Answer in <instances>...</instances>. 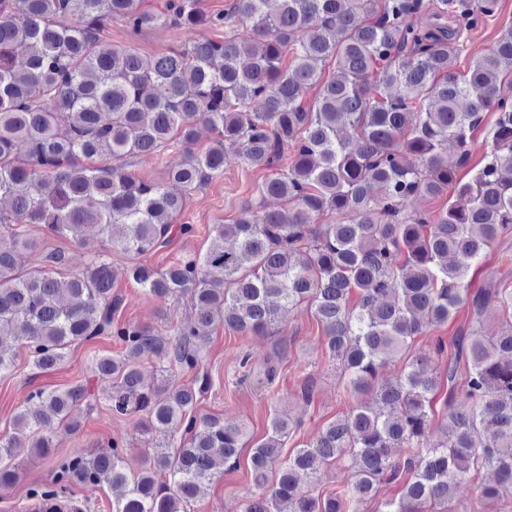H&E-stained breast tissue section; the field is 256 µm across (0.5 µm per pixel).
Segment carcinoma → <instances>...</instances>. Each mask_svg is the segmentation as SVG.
I'll use <instances>...</instances> for the list:
<instances>
[{
    "label": "carcinoma",
    "instance_id": "carcinoma-1",
    "mask_svg": "<svg viewBox=\"0 0 512 512\" xmlns=\"http://www.w3.org/2000/svg\"><path fill=\"white\" fill-rule=\"evenodd\" d=\"M197 2L168 0L166 14L155 15L140 0H0V199L10 203V214H0L8 233L0 240V335L27 345L42 371L61 365L74 344L115 337L121 354L94 361L101 399L114 417L142 415L141 434L156 447L136 475L117 438L110 454L62 458L57 489L35 487L30 497L109 486L122 490L112 512H187L245 450L259 490L245 512H357L385 481L401 492L378 512H424L480 467L495 474L485 496L512 489V290L497 287L494 270L485 288L466 280L512 233V178L502 175L512 169V26L466 71L457 68L459 36L495 16L500 0H233L209 16ZM110 16L133 36L164 23L209 24L224 29V40L146 65L132 48L102 38ZM331 59L336 73L324 81ZM315 86L308 108L304 96ZM255 100L259 111L250 109ZM486 112L496 114L493 149L463 182L457 171ZM198 122L217 137L196 151ZM172 141L186 152L168 171L181 192L127 170L128 159ZM231 155L253 169L287 164L237 219L216 225L204 253L164 269L139 262L126 270L146 294L190 298L193 318L174 328L173 340L114 318L120 299L106 258L66 275L25 265L39 247L34 226L136 257L158 251L192 192L222 174ZM103 158L111 164H95ZM446 192L439 215L414 208ZM267 197L281 206L265 207ZM321 217L326 222L316 223ZM302 302L322 323L346 389L370 401L284 462L295 428L287 417L274 413L252 442L242 425L191 413L210 389L207 375L182 386L144 381L151 358L163 373L198 372L215 318L264 335L281 310ZM494 302L506 329L488 334L483 316ZM462 308L470 320L450 345L439 404L427 358L409 350ZM15 358L0 338V374ZM394 359L403 360L400 375L379 381ZM277 364L266 359L253 372L256 384H272ZM92 399L85 384L31 393L14 435L0 443V488L16 478L5 463L11 449L48 454L58 429L79 430L74 410ZM400 448L411 452L401 458ZM344 462L352 479L335 493L301 486L302 477Z\"/></svg>",
    "mask_w": 512,
    "mask_h": 512
}]
</instances>
